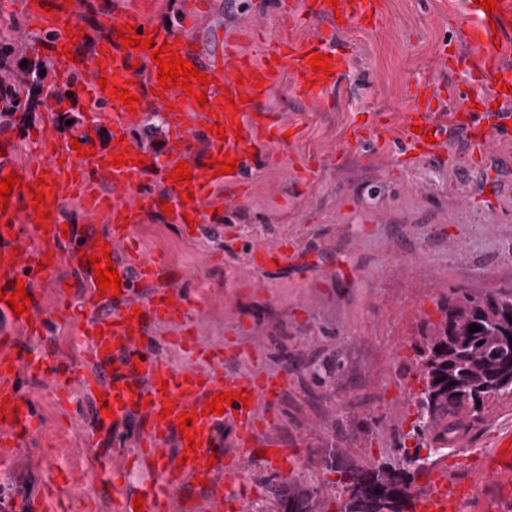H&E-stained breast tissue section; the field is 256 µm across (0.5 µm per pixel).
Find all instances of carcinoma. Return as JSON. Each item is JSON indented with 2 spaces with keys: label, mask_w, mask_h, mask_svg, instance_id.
I'll return each instance as SVG.
<instances>
[{
  "label": "carcinoma",
  "mask_w": 512,
  "mask_h": 512,
  "mask_svg": "<svg viewBox=\"0 0 512 512\" xmlns=\"http://www.w3.org/2000/svg\"><path fill=\"white\" fill-rule=\"evenodd\" d=\"M14 48L0 42V128L24 126L25 116L42 105L33 89L42 88L46 72L54 61L23 63L20 56L8 59ZM22 113L14 122L15 113ZM442 320L429 325L415 347L416 371L421 390L412 432L434 455L448 447L460 429V416L473 418L485 410L488 399L507 398L512 391H500L512 382V291L479 299L457 288L441 308ZM481 327L469 332L471 325ZM408 467L396 469L379 465L370 471L351 470L339 478L346 500L340 512H405L412 497L410 470L424 468L414 455ZM282 512H317V503L299 485L279 494Z\"/></svg>",
  "instance_id": "1"
}]
</instances>
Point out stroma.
<instances>
[{"label":"stroma","mask_w":512,"mask_h":512,"mask_svg":"<svg viewBox=\"0 0 512 512\" xmlns=\"http://www.w3.org/2000/svg\"><path fill=\"white\" fill-rule=\"evenodd\" d=\"M194 2L70 0L66 12L79 24L135 8L151 27L205 52L222 36L258 61L265 42L311 35L281 22L282 9L303 14L311 0H205L206 20L192 25ZM382 2L376 23L338 35L336 47L351 52L354 64L323 97H295L284 80L258 102L297 132L267 143L265 158L247 160V190L229 184L216 191L222 227L191 232L160 211L133 230L146 255L182 277L190 316L154 326L158 342L185 335L202 347L220 345L233 367L282 382L259 439L298 451L305 465L284 478L255 459L247 469L248 512H281L278 494L289 483L312 493L319 512H338L337 467H400L403 449L416 444L414 347L426 324L441 320L453 289L481 299L512 289V132L485 157L454 125L434 155L403 150L413 80L444 90L467 76L455 35L464 16L452 0ZM258 31L264 40L255 39ZM378 115L389 126L383 139L373 130ZM281 238L295 241L286 259L251 262L250 247ZM26 392L45 428L0 472V512H31L44 486L66 477L68 512H109L107 471L135 451L136 431L127 429L114 445L111 423L98 421L94 396L82 388L66 415L48 385L35 382ZM70 414L81 417V429H70ZM508 424L511 398L465 418L453 450L466 457ZM92 448L106 469L75 483Z\"/></svg>","instance_id":"obj_1"}]
</instances>
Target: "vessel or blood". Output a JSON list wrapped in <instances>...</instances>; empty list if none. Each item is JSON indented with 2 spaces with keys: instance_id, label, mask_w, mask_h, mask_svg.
<instances>
[{
  "instance_id": "obj_1",
  "label": "vessel or blood",
  "mask_w": 512,
  "mask_h": 512,
  "mask_svg": "<svg viewBox=\"0 0 512 512\" xmlns=\"http://www.w3.org/2000/svg\"><path fill=\"white\" fill-rule=\"evenodd\" d=\"M57 0H16L37 30H55L60 34L52 52L60 63V76H79L76 96L84 104L104 103L113 106L112 135L116 144L83 158L76 150L58 144L54 138L52 119L58 105L49 99L43 104L45 122L31 138L35 148L28 161L15 160L16 143L9 135L0 136V177L14 173L22 183L13 187L8 206L0 209V315L28 338L44 339L50 326L70 322L76 328L69 344V362L60 365L58 348L45 344L42 350L26 349L15 337L0 336V402L10 401L12 420H0V463L4 464L30 446L43 427L36 406L24 390L31 378L49 382L58 403L70 407L73 383H80L91 393L102 396L105 406L114 410L113 424L134 421L140 437L136 454L124 459L111 471L116 486L113 512L135 511L132 499L119 493L130 470L139 469L150 477L144 489L145 501L139 512H182L185 504L197 497H212L218 478L231 485L234 512H244L249 490L243 480L247 463L256 453V425L261 408L272 405L281 384L260 373L228 366V357L220 346L200 348L188 336L171 337L172 346L195 353L198 363L187 367L160 353L150 334L152 326L174 323L187 316L182 297L174 289L172 272L160 261L144 256L137 249L131 229L157 211L160 201L173 208L169 219L181 224H220L223 214L211 212L217 188L243 181L242 170L213 175L208 159L225 157L246 159L258 154L265 142L283 140L289 126L282 114L254 112V101L263 99L281 79L288 77L289 88L301 97L322 96L342 78L351 66L345 53L333 44L344 23L381 15L382 0H339L331 7L329 0H313L309 16L318 20L315 34L299 44L283 40L265 49L262 63L238 51L233 42H225L220 57L203 59L188 40L170 41L156 33L138 12L122 17L103 12L100 21L111 31L104 48L95 49L91 58L67 60L62 48H73L67 36L68 22L55 6ZM467 21L458 30V39L470 52L469 69L478 81L453 84L450 96L463 100L468 109L466 125L477 132L481 153L493 150L505 129L502 122L487 120L483 111L475 109V99L512 102V0H497L493 12H486L475 0H466ZM132 25L138 37L153 38L155 46L169 44L173 52L187 59L198 72L207 75L208 84H194L193 95L184 88L161 90L156 77L158 67L150 63V53L136 46H123L117 36L120 27ZM330 58L331 73L315 77L309 63L315 54ZM106 77L109 89H100L99 77ZM507 91H499V84ZM128 87L136 94L132 105L122 104L112 95L111 86ZM205 94L199 103L197 94ZM237 100L229 109L226 97ZM415 108L406 123V140L431 151L424 131L442 133V126L431 118L437 112L440 95L432 84L415 83L412 88ZM161 112L168 116L173 136L164 157L146 155L145 166L132 165L137 150L128 139L145 112ZM223 127L226 136L212 134V126ZM204 136L205 151H197L196 138ZM122 156L126 165L115 166L113 158ZM187 163L192 178L188 186L170 179L179 163ZM51 178L48 198L42 206L52 212L50 229L38 228L31 207V192L42 174ZM192 188L194 198L184 201L185 188ZM72 197L79 201L88 222L105 219L109 233L104 236L110 259L120 278V294L99 292L92 266H82L83 281L88 287L89 308L73 309L66 288H56V308L43 303L42 283L51 281L65 252L78 248L80 254L93 255L97 249L92 240L78 241L76 233H64L61 203ZM23 282L30 297L23 313H14L5 296L14 293L16 282ZM153 286L152 294H144L145 286ZM91 357L83 366L82 354ZM244 392L249 403L233 400L223 413H206L212 397L224 392ZM195 417L186 432H179L182 413ZM235 435L234 448L224 444L225 429ZM194 435L195 452H187V435ZM187 464H180V457ZM472 465L451 469L447 464L433 468L421 490L413 494L410 512H512V427L500 428L488 447L477 449ZM299 453L284 448L272 449L267 465L280 475H288L302 463ZM65 487L52 484L35 504L37 512H62Z\"/></svg>"
}]
</instances>
